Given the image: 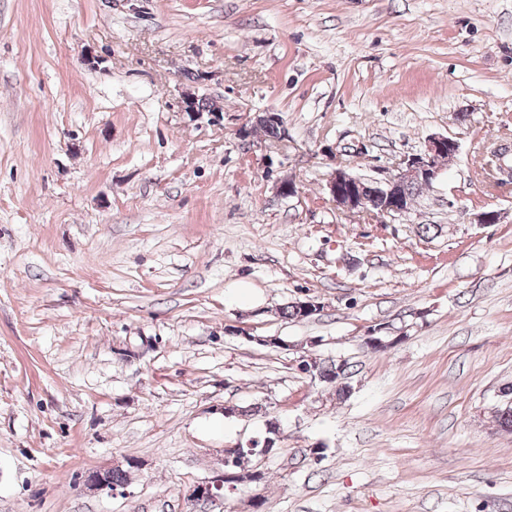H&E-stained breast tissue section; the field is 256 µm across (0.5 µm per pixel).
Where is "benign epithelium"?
<instances>
[{
	"label": "benign epithelium",
	"mask_w": 512,
	"mask_h": 512,
	"mask_svg": "<svg viewBox=\"0 0 512 512\" xmlns=\"http://www.w3.org/2000/svg\"><path fill=\"white\" fill-rule=\"evenodd\" d=\"M457 151L456 140L445 136L433 137L428 140L421 153L400 160L395 174L374 182L373 191H367L359 177L344 169H338L328 183L329 192L336 206L345 213L368 212L377 217H394L406 210V197L403 194L405 186L410 183L433 182L441 171L443 155L451 158ZM371 195L382 197L384 204L377 209L373 208L369 201ZM380 331L381 328H374L364 336V344L371 350L385 351L399 342L398 336L390 340L384 339L378 335ZM232 478L234 475L224 472L210 481L194 486L188 497L194 502L218 498ZM86 485L92 490L112 491V483L106 470L90 472L86 477Z\"/></svg>",
	"instance_id": "7a95c632"
}]
</instances>
